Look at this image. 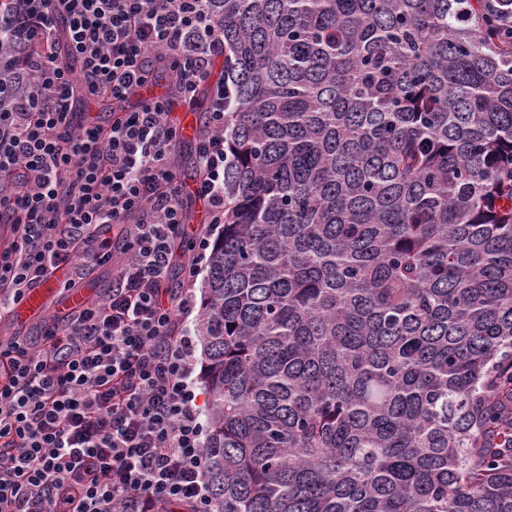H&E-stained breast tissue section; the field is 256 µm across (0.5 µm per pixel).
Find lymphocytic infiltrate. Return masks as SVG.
<instances>
[{
  "mask_svg": "<svg viewBox=\"0 0 512 512\" xmlns=\"http://www.w3.org/2000/svg\"><path fill=\"white\" fill-rule=\"evenodd\" d=\"M10 2L0 25L24 48L26 91L0 112V300L19 301L60 268H115L108 297L49 322L42 348L0 344V512H213L193 341L175 333L195 301L165 277L186 243L185 278L196 280L224 222V95L199 136L194 195L209 223L191 237L167 98L105 126L76 119L67 60L80 62L88 98L122 102L151 86L154 55L188 101L224 49L223 23L207 0ZM111 225L115 237L103 236Z\"/></svg>",
  "mask_w": 512,
  "mask_h": 512,
  "instance_id": "lymphocytic-infiltrate-1",
  "label": "lymphocytic infiltrate"
}]
</instances>
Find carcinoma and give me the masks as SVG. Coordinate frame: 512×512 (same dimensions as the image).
<instances>
[{
	"instance_id": "obj_1",
	"label": "carcinoma",
	"mask_w": 512,
	"mask_h": 512,
	"mask_svg": "<svg viewBox=\"0 0 512 512\" xmlns=\"http://www.w3.org/2000/svg\"><path fill=\"white\" fill-rule=\"evenodd\" d=\"M215 512H512V0H208Z\"/></svg>"
}]
</instances>
